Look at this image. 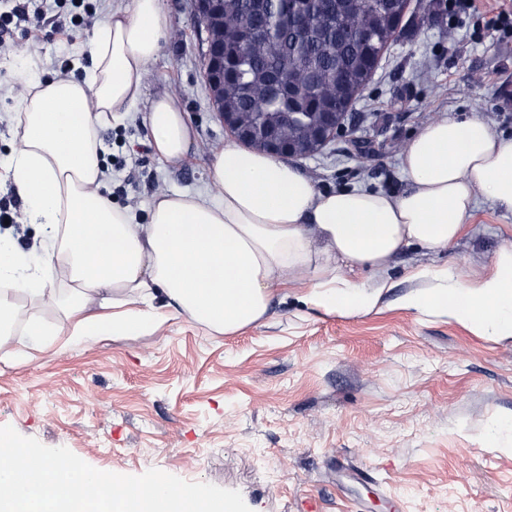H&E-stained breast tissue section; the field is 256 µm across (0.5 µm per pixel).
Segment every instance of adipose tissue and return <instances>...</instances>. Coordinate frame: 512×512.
Here are the masks:
<instances>
[{"label":"adipose tissue","instance_id":"ef3b65f1","mask_svg":"<svg viewBox=\"0 0 512 512\" xmlns=\"http://www.w3.org/2000/svg\"><path fill=\"white\" fill-rule=\"evenodd\" d=\"M166 31L161 0H131L77 47L91 59L82 80L45 81L32 59L20 63L7 177L44 259L31 265L0 235V360L13 351L11 322L42 333L39 309L19 307L21 295L61 313L57 333L73 341L140 336L182 316L234 334L260 325L288 290L328 314L368 313L386 284L360 282L359 271L383 270L413 245L448 249L478 195L512 212V138L472 114L433 117L404 145L410 186L398 195L322 193L287 162L232 141L214 158L206 194L157 195L148 223H137L101 193L99 129L132 111ZM146 124L160 159L186 158L192 128L176 97L154 99ZM59 267L69 291L54 286ZM413 277L425 286L407 296V309L512 340V244L473 282L445 268Z\"/></svg>","mask_w":512,"mask_h":512}]
</instances>
